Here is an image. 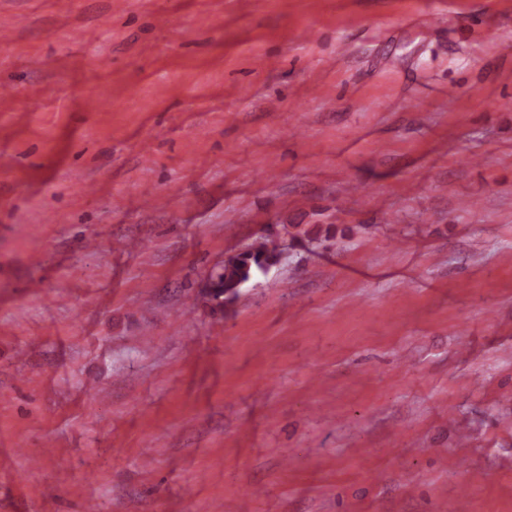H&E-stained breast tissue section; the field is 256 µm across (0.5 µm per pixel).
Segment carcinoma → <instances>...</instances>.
Instances as JSON below:
<instances>
[{
    "label": "carcinoma",
    "mask_w": 512,
    "mask_h": 512,
    "mask_svg": "<svg viewBox=\"0 0 512 512\" xmlns=\"http://www.w3.org/2000/svg\"><path fill=\"white\" fill-rule=\"evenodd\" d=\"M280 244L260 238L224 260V265L210 275V293L216 299L238 298L241 288L257 273L265 271L278 258Z\"/></svg>",
    "instance_id": "1"
}]
</instances>
